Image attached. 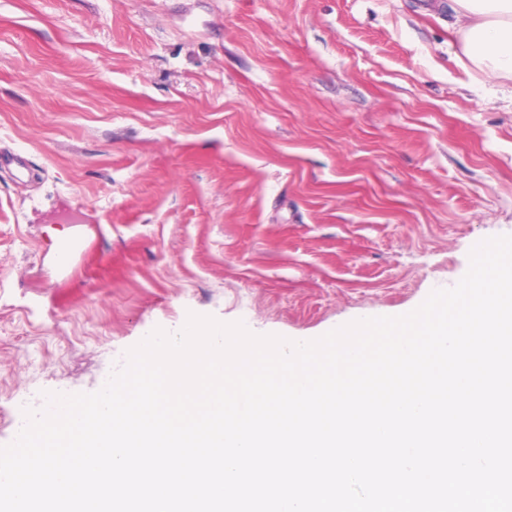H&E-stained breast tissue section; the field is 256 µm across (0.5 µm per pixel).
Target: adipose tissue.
I'll return each mask as SVG.
<instances>
[{"label": "adipose tissue", "instance_id": "ef3b65f1", "mask_svg": "<svg viewBox=\"0 0 512 512\" xmlns=\"http://www.w3.org/2000/svg\"><path fill=\"white\" fill-rule=\"evenodd\" d=\"M454 10L473 70L512 80V0H454Z\"/></svg>", "mask_w": 512, "mask_h": 512}]
</instances>
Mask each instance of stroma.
Instances as JSON below:
<instances>
[{
  "label": "stroma",
  "mask_w": 512,
  "mask_h": 512,
  "mask_svg": "<svg viewBox=\"0 0 512 512\" xmlns=\"http://www.w3.org/2000/svg\"><path fill=\"white\" fill-rule=\"evenodd\" d=\"M451 0H0V446L189 314L318 338L512 235ZM67 251V261L57 259Z\"/></svg>",
  "instance_id": "1"
}]
</instances>
